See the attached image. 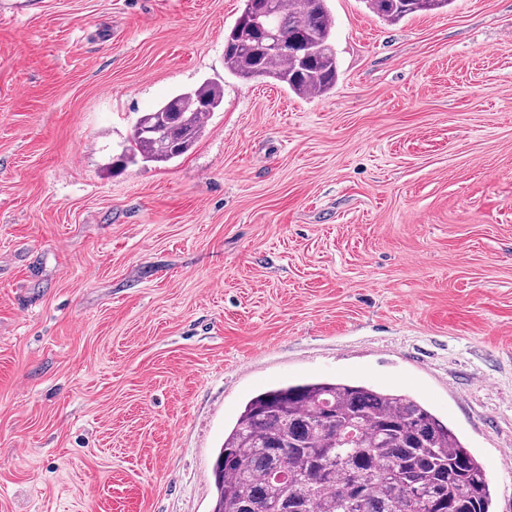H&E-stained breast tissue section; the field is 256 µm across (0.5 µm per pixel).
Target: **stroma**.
Returning <instances> with one entry per match:
<instances>
[{
	"label": "stroma",
	"mask_w": 512,
	"mask_h": 512,
	"mask_svg": "<svg viewBox=\"0 0 512 512\" xmlns=\"http://www.w3.org/2000/svg\"><path fill=\"white\" fill-rule=\"evenodd\" d=\"M327 5L299 97L225 68L243 0H0V512H211L242 406L313 379L421 399L512 512V0ZM366 7L382 20L396 23L416 13L443 12L451 0H364ZM223 88L214 82L175 94L154 111L144 112L133 125L129 145L116 165L167 163L187 153L201 137L204 117L221 106Z\"/></svg>",
	"instance_id": "stroma-1"
}]
</instances>
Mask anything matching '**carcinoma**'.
I'll list each match as a JSON object with an SVG mask.
<instances>
[{"instance_id": "1", "label": "carcinoma", "mask_w": 512, "mask_h": 512, "mask_svg": "<svg viewBox=\"0 0 512 512\" xmlns=\"http://www.w3.org/2000/svg\"><path fill=\"white\" fill-rule=\"evenodd\" d=\"M451 0H364L382 20L438 13ZM326 0H244L224 35V66L273 79L303 97L338 79ZM224 101L214 82L140 115L118 164L167 163L201 137ZM282 468V483L270 479ZM213 512H493L487 474L456 433L421 401L347 381L270 388L244 406L214 465Z\"/></svg>"}]
</instances>
